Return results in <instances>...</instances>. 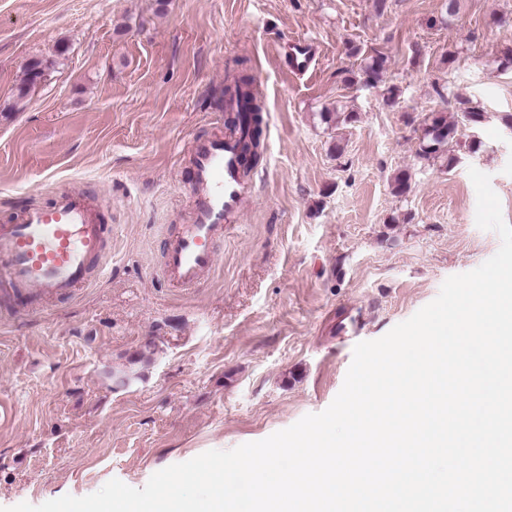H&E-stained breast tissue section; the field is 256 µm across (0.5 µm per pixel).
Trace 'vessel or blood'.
<instances>
[{
    "mask_svg": "<svg viewBox=\"0 0 512 512\" xmlns=\"http://www.w3.org/2000/svg\"><path fill=\"white\" fill-rule=\"evenodd\" d=\"M288 67L307 73L315 62L311 44L294 40L284 48ZM190 194L188 223L165 239L162 279L191 288L211 275L224 234L237 224L252 195L235 136L215 135L187 148ZM100 197L61 191L51 202L32 205L0 224V293L23 305L88 286L103 271L112 227Z\"/></svg>",
    "mask_w": 512,
    "mask_h": 512,
    "instance_id": "1",
    "label": "vessel or blood"
}]
</instances>
